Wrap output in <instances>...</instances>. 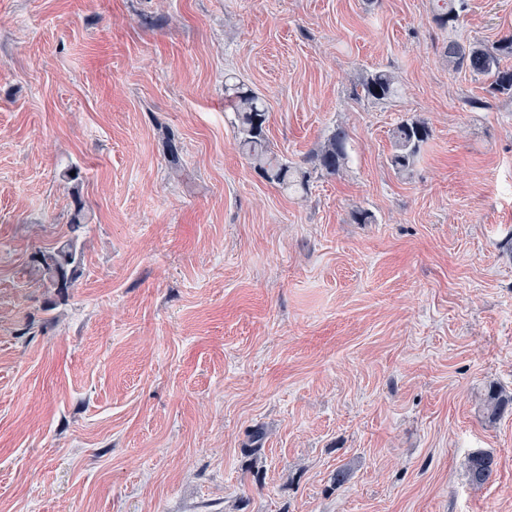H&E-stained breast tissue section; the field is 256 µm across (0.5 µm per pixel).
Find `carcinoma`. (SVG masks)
Returning <instances> with one entry per match:
<instances>
[{"label": "carcinoma", "mask_w": 512, "mask_h": 512, "mask_svg": "<svg viewBox=\"0 0 512 512\" xmlns=\"http://www.w3.org/2000/svg\"><path fill=\"white\" fill-rule=\"evenodd\" d=\"M459 16L460 12L453 0H445L436 5L433 21L442 28H451ZM444 55L453 69L464 68L472 75L488 80V92L492 96L512 99V67L502 64L503 59L512 57V35L501 38L491 47L477 43L464 46L450 41ZM398 92L394 76L383 70L371 74L361 84L363 97L374 101H387L397 96ZM224 97L237 115L240 148L254 168L268 182L283 190H306V177L288 165V161L277 157L269 148L266 137L268 110L263 98L231 82L229 78L224 82ZM429 136V127L423 121L399 122L392 132V153L389 158L391 166L400 172L410 170ZM347 160L348 134L338 127L327 136L314 154L315 167L328 175H336ZM35 263L43 286L52 288L59 294L66 292L76 280V253L71 243L54 250L39 252ZM510 408L511 395L507 396L496 390L488 393V419L494 420ZM494 466L495 460L491 455H472L468 466L469 481L476 485L486 483L494 472Z\"/></svg>", "instance_id": "obj_1"}]
</instances>
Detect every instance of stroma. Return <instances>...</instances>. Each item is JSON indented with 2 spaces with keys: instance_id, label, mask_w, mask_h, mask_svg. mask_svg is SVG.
I'll return each mask as SVG.
<instances>
[{
  "instance_id": "1",
  "label": "stroma",
  "mask_w": 512,
  "mask_h": 512,
  "mask_svg": "<svg viewBox=\"0 0 512 512\" xmlns=\"http://www.w3.org/2000/svg\"><path fill=\"white\" fill-rule=\"evenodd\" d=\"M431 4L0 0V512H512V100L443 54L512 0ZM228 75L307 193L242 154ZM69 240L60 295L32 257ZM379 87L380 92H376ZM399 89L394 76L387 71H376L361 84L364 98L374 101H387L398 95ZM429 136L430 130L424 121L399 122L392 132L391 166L400 172L410 170ZM313 158L316 169L324 171L327 175L338 174L348 160L347 132L340 127L333 130ZM496 465L494 458L487 453L472 455L468 466V477L472 484L481 485L489 481Z\"/></svg>"
}]
</instances>
